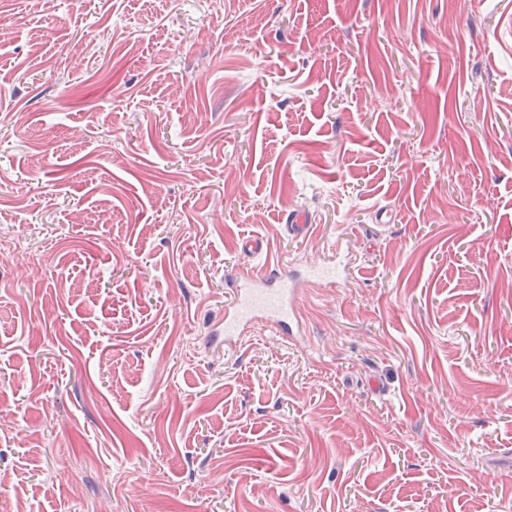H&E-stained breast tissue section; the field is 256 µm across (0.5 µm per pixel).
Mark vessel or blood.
I'll use <instances>...</instances> for the list:
<instances>
[{
	"instance_id": "vessel-or-blood-1",
	"label": "vessel or blood",
	"mask_w": 512,
	"mask_h": 512,
	"mask_svg": "<svg viewBox=\"0 0 512 512\" xmlns=\"http://www.w3.org/2000/svg\"><path fill=\"white\" fill-rule=\"evenodd\" d=\"M339 274L329 265H311L304 273L295 274L282 265H266L255 269L242 267L224 304L225 344H232L249 326L266 322L282 336L298 338L304 333L300 301L307 288L316 281H338Z\"/></svg>"
}]
</instances>
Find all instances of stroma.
Masks as SVG:
<instances>
[{"instance_id":"obj_1","label":"stroma","mask_w":512,"mask_h":512,"mask_svg":"<svg viewBox=\"0 0 512 512\" xmlns=\"http://www.w3.org/2000/svg\"><path fill=\"white\" fill-rule=\"evenodd\" d=\"M251 236L346 285L228 351ZM19 474L0 512H512V0H0Z\"/></svg>"}]
</instances>
